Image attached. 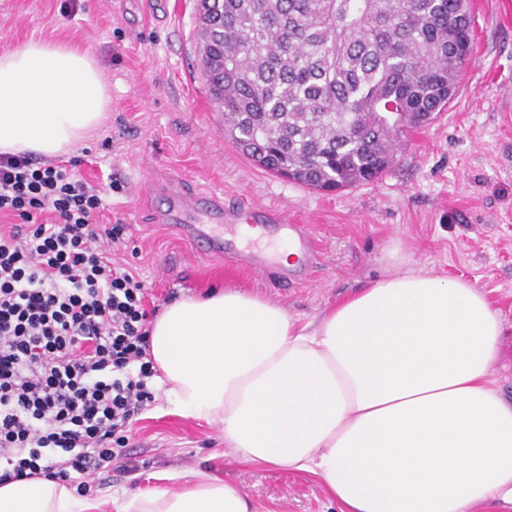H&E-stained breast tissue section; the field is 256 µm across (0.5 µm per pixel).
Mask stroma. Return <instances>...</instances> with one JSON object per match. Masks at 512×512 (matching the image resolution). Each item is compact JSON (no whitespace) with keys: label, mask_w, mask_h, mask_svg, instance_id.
Here are the masks:
<instances>
[{"label":"stroma","mask_w":512,"mask_h":512,"mask_svg":"<svg viewBox=\"0 0 512 512\" xmlns=\"http://www.w3.org/2000/svg\"><path fill=\"white\" fill-rule=\"evenodd\" d=\"M166 3L158 10L121 0L112 9L102 0H0V51L30 39L67 43L102 73L111 109L72 154L87 182L122 184L104 195L103 221L122 225L113 257L138 273L149 306L162 310L232 284L307 324L393 274L387 252L396 246L418 267L466 280L491 300L504 336L490 372L511 401L512 26L500 20L497 0H471L473 52L448 107L407 133L379 180L333 193L260 169L225 136L200 75L195 0ZM150 181L222 193L244 215L254 205L287 210L291 223L310 227L316 269L296 283L293 266L262 273L200 257L171 225L152 221L164 200H145ZM129 439L132 462L98 470L95 489H153L167 471L193 470L242 488L261 512H340L314 475L237 462L220 425L172 413L163 392Z\"/></svg>","instance_id":"stroma-1"}]
</instances>
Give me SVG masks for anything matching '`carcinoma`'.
<instances>
[{
  "label": "carcinoma",
  "instance_id": "obj_1",
  "mask_svg": "<svg viewBox=\"0 0 512 512\" xmlns=\"http://www.w3.org/2000/svg\"><path fill=\"white\" fill-rule=\"evenodd\" d=\"M201 75L257 166L331 191L374 182L455 93L470 0H197Z\"/></svg>",
  "mask_w": 512,
  "mask_h": 512
}]
</instances>
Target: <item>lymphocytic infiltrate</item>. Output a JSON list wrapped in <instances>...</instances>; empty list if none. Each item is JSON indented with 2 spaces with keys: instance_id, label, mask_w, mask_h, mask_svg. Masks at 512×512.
<instances>
[{
  "instance_id": "obj_1",
  "label": "lymphocytic infiltrate",
  "mask_w": 512,
  "mask_h": 512,
  "mask_svg": "<svg viewBox=\"0 0 512 512\" xmlns=\"http://www.w3.org/2000/svg\"><path fill=\"white\" fill-rule=\"evenodd\" d=\"M74 166L0 154V482L85 490L154 400L152 312Z\"/></svg>"
}]
</instances>
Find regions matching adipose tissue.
Segmentation results:
<instances>
[{"label": "adipose tissue", "mask_w": 512, "mask_h": 512, "mask_svg": "<svg viewBox=\"0 0 512 512\" xmlns=\"http://www.w3.org/2000/svg\"><path fill=\"white\" fill-rule=\"evenodd\" d=\"M111 98L79 47L0 52V153L66 154ZM503 324L469 282L406 265L327 308L315 326L237 287L168 305L151 325L175 413L220 424L241 462L306 472L341 512H469L512 500V401L490 377ZM111 494L114 512H258L230 482ZM43 477L0 483V512H100Z\"/></svg>", "instance_id": "1"}]
</instances>
